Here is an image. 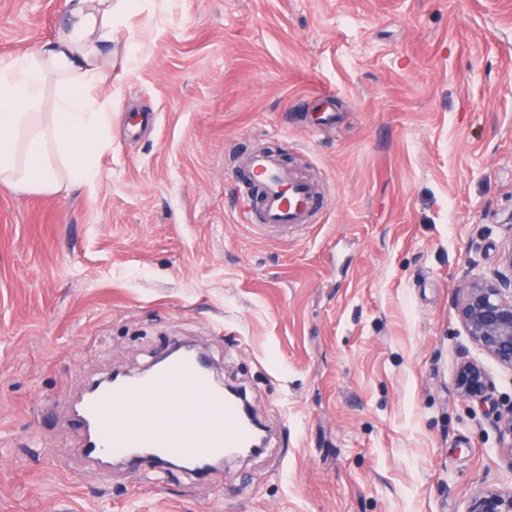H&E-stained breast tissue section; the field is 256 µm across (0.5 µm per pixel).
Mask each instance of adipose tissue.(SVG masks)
<instances>
[{
    "label": "adipose tissue",
    "instance_id": "ef3b65f1",
    "mask_svg": "<svg viewBox=\"0 0 512 512\" xmlns=\"http://www.w3.org/2000/svg\"><path fill=\"white\" fill-rule=\"evenodd\" d=\"M70 19L40 48L0 61V184L29 194L93 186L112 127L98 88L112 68V23L130 0H69Z\"/></svg>",
    "mask_w": 512,
    "mask_h": 512
}]
</instances>
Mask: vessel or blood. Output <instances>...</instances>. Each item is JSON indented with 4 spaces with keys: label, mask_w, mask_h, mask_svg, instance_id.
<instances>
[{
    "label": "vessel or blood",
    "mask_w": 512,
    "mask_h": 512,
    "mask_svg": "<svg viewBox=\"0 0 512 512\" xmlns=\"http://www.w3.org/2000/svg\"><path fill=\"white\" fill-rule=\"evenodd\" d=\"M243 173L261 194V229L305 231L321 201L314 187L259 151L245 157ZM85 457L122 460L132 472L171 459L189 471L201 462L250 447L253 430L238 403L225 397L195 358L169 359L145 375L84 395L72 416Z\"/></svg>",
    "instance_id": "vessel-or-blood-1"
}]
</instances>
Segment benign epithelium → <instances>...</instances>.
Segmentation results:
<instances>
[{"mask_svg":"<svg viewBox=\"0 0 512 512\" xmlns=\"http://www.w3.org/2000/svg\"><path fill=\"white\" fill-rule=\"evenodd\" d=\"M503 269L490 277L466 280L456 299L458 318L468 336L488 356L512 369V247L504 252ZM492 386L483 366L466 360L456 374V389L469 401L484 402ZM499 432L512 447V405L498 416ZM467 512H512V487H485L470 499Z\"/></svg>","mask_w":512,"mask_h":512,"instance_id":"7a95c632","label":"benign epithelium"}]
</instances>
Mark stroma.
Instances as JSON below:
<instances>
[{"mask_svg":"<svg viewBox=\"0 0 512 512\" xmlns=\"http://www.w3.org/2000/svg\"><path fill=\"white\" fill-rule=\"evenodd\" d=\"M68 17L0 0V60ZM114 35L94 189L0 185V512H467L512 486V370L455 307L512 244V0H138ZM263 148L324 202L302 235L244 217L236 162ZM176 339L246 392L264 451L104 472L75 400ZM491 386L488 374L478 362L466 360L460 363L456 374V389L462 397L483 403Z\"/></svg>","mask_w":512,"mask_h":512,"instance_id":"35a3bbf8","label":"stroma"}]
</instances>
